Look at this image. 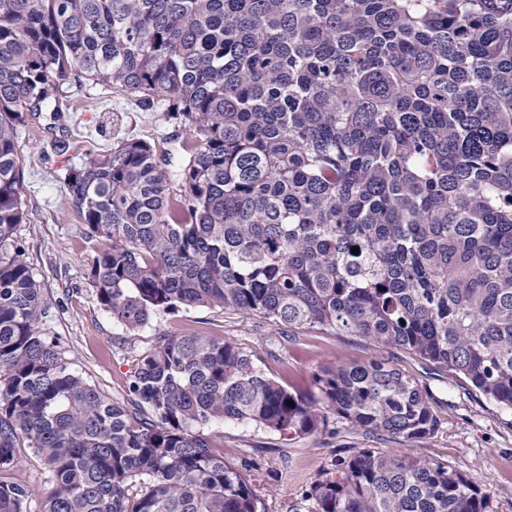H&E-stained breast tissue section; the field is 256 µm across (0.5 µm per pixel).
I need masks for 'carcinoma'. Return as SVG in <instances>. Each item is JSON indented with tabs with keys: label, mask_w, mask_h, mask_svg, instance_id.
<instances>
[{
	"label": "carcinoma",
	"mask_w": 512,
	"mask_h": 512,
	"mask_svg": "<svg viewBox=\"0 0 512 512\" xmlns=\"http://www.w3.org/2000/svg\"><path fill=\"white\" fill-rule=\"evenodd\" d=\"M86 81L185 131L175 174L123 139L65 177L112 321L211 306L360 336L511 410L512 0H0V512L35 497L6 476L22 448L47 466L40 512H264L255 463L195 429L306 435L329 413L404 447L340 459L311 512H490L411 454L439 419L384 361L305 397L222 340L164 337L125 403L70 369L15 236L16 142Z\"/></svg>",
	"instance_id": "carcinoma-1"
}]
</instances>
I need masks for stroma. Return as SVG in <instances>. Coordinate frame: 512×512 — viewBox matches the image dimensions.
Masks as SVG:
<instances>
[{"label":"stroma","mask_w":512,"mask_h":512,"mask_svg":"<svg viewBox=\"0 0 512 512\" xmlns=\"http://www.w3.org/2000/svg\"><path fill=\"white\" fill-rule=\"evenodd\" d=\"M64 117L45 112L19 130L18 158L28 217L17 228L29 265L50 306L42 330L55 338L71 369L112 400L127 399L128 383L140 356L162 336L195 333L255 354L257 365L291 389L314 392L313 377L341 363L389 364L414 380L430 397L438 431L413 446L422 459L464 474L490 496L493 512H512V411L472 393L419 356L378 348L363 338L317 329L278 325L258 315L218 307L158 314L136 331L114 323L99 304L86 270L96 244L69 207L64 176L82 164L86 151L110 152L122 139H144L170 157L180 155L185 137L162 107L142 110L134 97L118 96L92 83L71 88ZM66 142V151L55 142ZM330 434L294 436L227 422L203 426L226 463L253 459L250 478L265 512H309L303 493L336 458L360 448L396 449L379 438L331 418Z\"/></svg>","instance_id":"obj_1"}]
</instances>
